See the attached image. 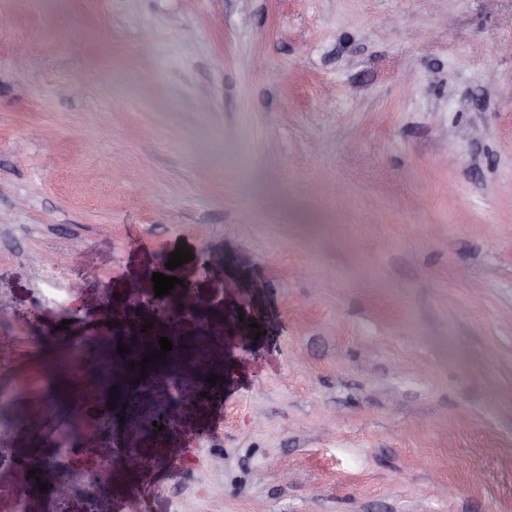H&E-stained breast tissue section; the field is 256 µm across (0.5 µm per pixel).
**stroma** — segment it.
<instances>
[{"instance_id":"obj_1","label":"stroma","mask_w":512,"mask_h":512,"mask_svg":"<svg viewBox=\"0 0 512 512\" xmlns=\"http://www.w3.org/2000/svg\"><path fill=\"white\" fill-rule=\"evenodd\" d=\"M0 391L169 253L224 403L116 512H512V0H0ZM450 27H443L441 18ZM24 63H16V48ZM259 340L241 347L243 324ZM97 401L13 436L52 454ZM81 452L61 495L97 512Z\"/></svg>"}]
</instances>
